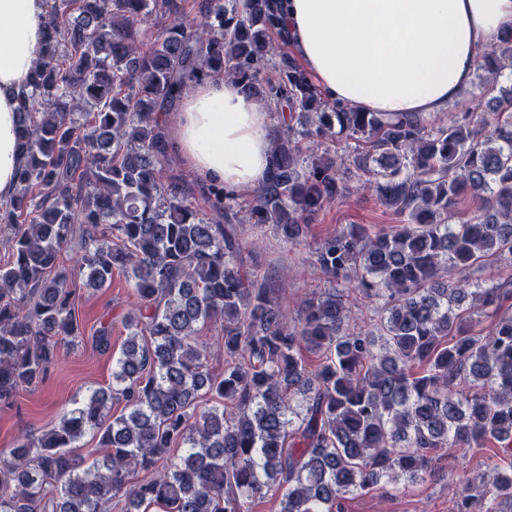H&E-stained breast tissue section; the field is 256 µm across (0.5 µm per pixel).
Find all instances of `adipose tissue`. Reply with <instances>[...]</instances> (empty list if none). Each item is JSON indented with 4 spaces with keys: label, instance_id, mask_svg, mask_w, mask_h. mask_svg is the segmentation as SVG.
<instances>
[{
    "label": "adipose tissue",
    "instance_id": "ef3b65f1",
    "mask_svg": "<svg viewBox=\"0 0 512 512\" xmlns=\"http://www.w3.org/2000/svg\"><path fill=\"white\" fill-rule=\"evenodd\" d=\"M43 0H0V199L24 156L19 112L45 43ZM277 30L329 101L358 112L447 111L470 85L479 50L512 28V0H279ZM266 109L232 80L199 78L172 132L205 186L237 194L264 183Z\"/></svg>",
    "mask_w": 512,
    "mask_h": 512
}]
</instances>
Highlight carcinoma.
<instances>
[{
	"instance_id": "obj_1",
	"label": "carcinoma",
	"mask_w": 512,
	"mask_h": 512,
	"mask_svg": "<svg viewBox=\"0 0 512 512\" xmlns=\"http://www.w3.org/2000/svg\"><path fill=\"white\" fill-rule=\"evenodd\" d=\"M44 2L45 52L20 112L24 162L16 193L0 201V236L10 239L0 263V410L43 380L61 343L81 337L60 265L67 245L78 247L85 285L106 288L119 272L140 304L125 320L112 386L0 448V512H106L116 498L126 512H249L269 494L280 512H342L346 495L386 476L426 481L439 448L512 439V314L501 313L512 289L472 277L512 260V85H498L512 69V38L478 57L494 123L430 128L415 113L327 111L287 55L277 83L263 85L275 0H204L191 23L176 0ZM157 11L173 19L143 50ZM200 74L300 106L297 127L274 132L270 177L243 205L283 243L299 244L306 220L354 170L408 217L392 232L338 230L315 251L332 281L383 300L375 331L348 327L334 288L288 324L266 283L241 274L238 212L224 188H208L213 213L203 218L181 178L161 186L169 142L160 117ZM335 134L366 149L300 164L299 139ZM470 198L480 213L448 223ZM217 322L222 378L199 341ZM304 348L319 355L317 369ZM114 400L124 403L118 415ZM91 431L100 448L85 467L70 449ZM150 469L151 480L132 481ZM483 485L495 512H512V461L490 460ZM454 487L457 512H473L469 482Z\"/></svg>"
}]
</instances>
